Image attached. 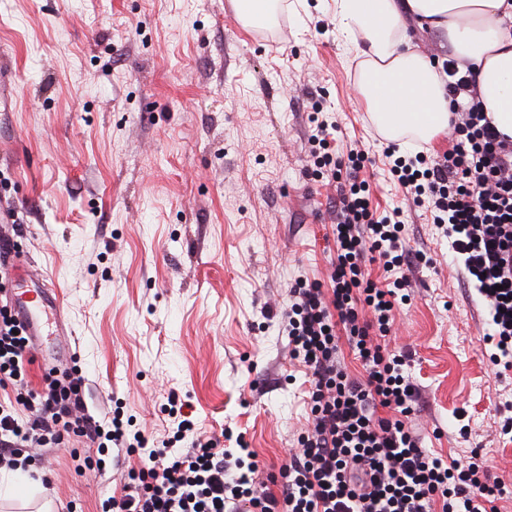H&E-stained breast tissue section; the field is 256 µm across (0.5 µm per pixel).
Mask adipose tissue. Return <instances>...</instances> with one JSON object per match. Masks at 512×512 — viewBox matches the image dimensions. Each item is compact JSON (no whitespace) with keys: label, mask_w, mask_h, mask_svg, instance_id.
<instances>
[{"label":"adipose tissue","mask_w":512,"mask_h":512,"mask_svg":"<svg viewBox=\"0 0 512 512\" xmlns=\"http://www.w3.org/2000/svg\"><path fill=\"white\" fill-rule=\"evenodd\" d=\"M360 58L356 91L384 137L430 143L449 128L448 77L412 45L407 18L447 32L452 55L473 65L481 105L512 138V0H334Z\"/></svg>","instance_id":"obj_1"}]
</instances>
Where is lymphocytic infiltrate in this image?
<instances>
[{"label":"lymphocytic infiltrate","instance_id":"1","mask_svg":"<svg viewBox=\"0 0 512 512\" xmlns=\"http://www.w3.org/2000/svg\"><path fill=\"white\" fill-rule=\"evenodd\" d=\"M448 85L455 142L447 153L398 155L384 150L389 172L405 200L429 213L431 221L462 255L464 275L489 315L485 343L493 365L512 368V139L498 133L474 95L471 79L459 75L455 59L442 63ZM467 94L469 102L458 99ZM308 137L315 163L327 177L346 176L332 226L337 256L331 293L316 283L297 282L281 314L282 333L294 359L306 369L311 426L301 448L280 470V494L254 480L253 452L224 460L217 436L199 431L171 403L179 423L173 439L149 446L129 431L121 415L101 425L86 411L85 378L78 366L50 368L41 388L29 387L24 363L31 351L19 323L0 309V387H11L12 406L0 405V469L16 470L24 449L40 443L63 445L85 438L100 452L142 449L146 459L129 472L126 491L108 501L112 512H488L487 503L504 494L480 453L444 461L422 446L408 424L418 387L404 373L407 358L381 345L396 303L407 301V273L425 254L407 246L405 211L370 210V185L358 178L363 151L336 154V125L312 117ZM380 261L384 276L365 273L367 259ZM347 338L365 380L349 378L338 355ZM387 416H380V409ZM189 440L186 452L174 441Z\"/></svg>","mask_w":512,"mask_h":512}]
</instances>
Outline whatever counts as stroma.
Instances as JSON below:
<instances>
[{
    "label": "stroma",
    "mask_w": 512,
    "mask_h": 512,
    "mask_svg": "<svg viewBox=\"0 0 512 512\" xmlns=\"http://www.w3.org/2000/svg\"><path fill=\"white\" fill-rule=\"evenodd\" d=\"M334 7L280 0L253 30L230 0H0V212L22 226L11 255L64 304L31 387L66 350L89 413L121 408L152 441L171 436L178 398L198 427L230 433L228 454L250 448L274 494L310 414L277 314L297 280L329 286L336 258L339 190L308 173L313 101L340 144L366 150L373 208L404 199ZM405 215L428 261L386 344L422 388L413 425L444 460L481 450L507 489L495 510L512 512V437L500 432L512 370L485 354V310L440 229L415 207ZM97 456L84 441L51 448L29 507L0 512H103L142 456L120 454L102 478L76 473Z\"/></svg>",
    "instance_id": "obj_1"
}]
</instances>
